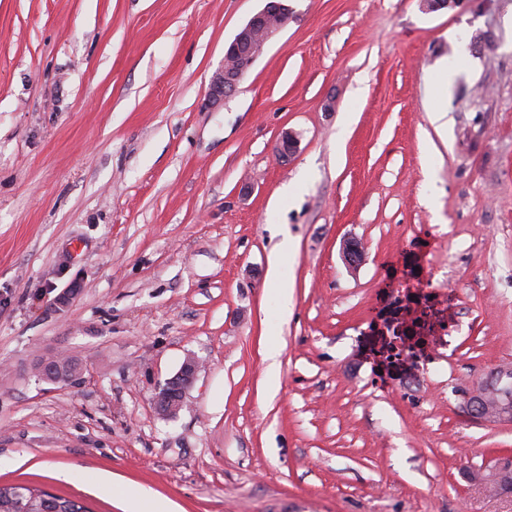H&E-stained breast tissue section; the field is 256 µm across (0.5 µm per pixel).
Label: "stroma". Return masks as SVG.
Here are the masks:
<instances>
[{"label": "stroma", "mask_w": 512, "mask_h": 512, "mask_svg": "<svg viewBox=\"0 0 512 512\" xmlns=\"http://www.w3.org/2000/svg\"><path fill=\"white\" fill-rule=\"evenodd\" d=\"M289 4L214 104L264 0H0L1 485L512 512L469 479L512 424L466 407L512 364V0ZM57 351L77 382L39 378ZM291 11L279 0H268L238 29L224 50V66L211 78L209 92L214 102L231 96L244 75L263 53L269 39L288 22ZM248 44V50L242 48ZM199 369V362L194 357H187L179 371L169 378L158 390L154 398V407L159 415L173 418L182 407L186 390L193 384Z\"/></svg>", "instance_id": "stroma-1"}]
</instances>
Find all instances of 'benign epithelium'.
<instances>
[{
    "label": "benign epithelium",
    "instance_id": "benign-epithelium-1",
    "mask_svg": "<svg viewBox=\"0 0 512 512\" xmlns=\"http://www.w3.org/2000/svg\"><path fill=\"white\" fill-rule=\"evenodd\" d=\"M289 15V6L281 0H266L265 5L238 29L225 47L224 66L211 78L209 92L213 101H220L236 91L244 75L263 53L269 39L287 24ZM297 148V137L290 131L282 132L278 146L279 157L287 160L296 153ZM198 369L196 358H186L179 371L158 390L154 407L159 415L165 418L177 415ZM467 405L480 419L512 424V364L499 366L489 377L477 383L467 393ZM511 478L512 462L509 460L470 475L471 481L501 495L509 493Z\"/></svg>",
    "mask_w": 512,
    "mask_h": 512
}]
</instances>
